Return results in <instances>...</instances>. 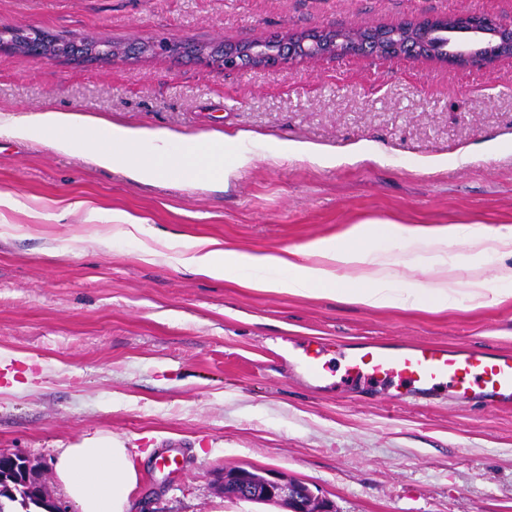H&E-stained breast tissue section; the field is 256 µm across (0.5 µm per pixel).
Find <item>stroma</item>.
Instances as JSON below:
<instances>
[{
	"label": "stroma",
	"mask_w": 512,
	"mask_h": 512,
	"mask_svg": "<svg viewBox=\"0 0 512 512\" xmlns=\"http://www.w3.org/2000/svg\"><path fill=\"white\" fill-rule=\"evenodd\" d=\"M512 0H0V31L117 46L239 43L385 25ZM80 109L131 127L303 143L223 188L146 184L0 135V456L42 467L113 436L141 456L135 512H286L224 497L244 468L302 481L336 512H512V409L349 381L365 342L512 352V299L441 313L259 292L149 260L90 220L122 210L164 241L280 253L365 220L512 226V58L453 68L359 55L225 72L193 57L35 62L0 51V114ZM64 221H54L57 213ZM320 350L334 386L294 357Z\"/></svg>",
	"instance_id": "obj_1"
}]
</instances>
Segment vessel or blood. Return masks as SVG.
Listing matches in <instances>:
<instances>
[{
    "mask_svg": "<svg viewBox=\"0 0 512 512\" xmlns=\"http://www.w3.org/2000/svg\"><path fill=\"white\" fill-rule=\"evenodd\" d=\"M298 364L311 386L327 387L330 378L316 355L305 353ZM346 373L366 383L400 380L421 395L445 387L464 401L488 396L503 405L512 403L509 352L488 354L440 345L367 343L351 353Z\"/></svg>",
    "mask_w": 512,
    "mask_h": 512,
    "instance_id": "1",
    "label": "vessel or blood"
}]
</instances>
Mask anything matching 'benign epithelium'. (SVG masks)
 I'll return each mask as SVG.
<instances>
[{"label":"benign epithelium","instance_id":"7a95c632","mask_svg":"<svg viewBox=\"0 0 512 512\" xmlns=\"http://www.w3.org/2000/svg\"><path fill=\"white\" fill-rule=\"evenodd\" d=\"M7 48L34 61L81 57L109 61L136 56H195L224 71L242 66L267 69L296 60L336 58L348 54L383 59L407 57L457 68L485 67L512 58V15L477 11L452 15L407 16L389 26L317 27L303 32L275 33L236 44L198 45L160 38L108 49L95 38L75 45L51 39L34 28L0 32V50ZM224 496L254 502H281L288 512H334L301 481L281 474L247 469L223 473Z\"/></svg>","mask_w":512,"mask_h":512}]
</instances>
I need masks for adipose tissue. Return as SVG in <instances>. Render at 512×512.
<instances>
[{
  "instance_id": "1",
  "label": "adipose tissue",
  "mask_w": 512,
  "mask_h": 512,
  "mask_svg": "<svg viewBox=\"0 0 512 512\" xmlns=\"http://www.w3.org/2000/svg\"><path fill=\"white\" fill-rule=\"evenodd\" d=\"M0 134L40 136L49 149L123 171L138 182L173 180L190 189L223 183L248 167L253 151L219 133L179 136L164 130L114 124L83 111L0 114ZM462 251L449 255L451 246ZM426 248V263L415 252ZM495 250L502 261L488 282L481 260ZM194 273L245 288L324 296L370 309L441 312L459 301L489 307L512 298V227L484 232L465 224L406 227L368 220L343 233L309 241L280 254L243 252L198 239L171 255ZM422 269L423 279L412 277ZM58 484L78 512H130L140 468L124 443L111 436L64 448L54 462Z\"/></svg>"
}]
</instances>
